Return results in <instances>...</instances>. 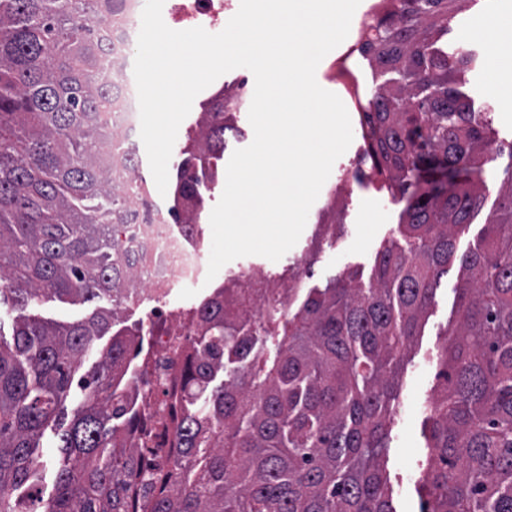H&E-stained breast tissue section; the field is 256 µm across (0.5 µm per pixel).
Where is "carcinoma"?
<instances>
[{"label":"carcinoma","mask_w":512,"mask_h":512,"mask_svg":"<svg viewBox=\"0 0 512 512\" xmlns=\"http://www.w3.org/2000/svg\"><path fill=\"white\" fill-rule=\"evenodd\" d=\"M473 3L397 0L363 49L372 69L395 74L365 112L372 177L393 199L423 175L479 171L501 155L492 113L461 90L478 59L444 41ZM121 6L0 0V304L20 312L12 342L0 339V512H396L385 461L402 374L452 268L459 310L425 417L422 512H512V151L502 201L469 251L456 240L482 210L485 183H429L368 280L348 269L295 310L321 243L347 232L338 187L302 264L277 280H225L193 310L172 468L133 492L144 459L119 391L142 322L111 329L138 260L122 245L127 200L106 187L109 101L95 79L106 44L94 21ZM248 99L247 87H230L201 106L173 163V208L205 207L203 177L218 179L209 160L224 154ZM178 219L202 243L196 217ZM42 298L109 305L71 323L21 314ZM108 334V350L74 382ZM50 426L54 492L28 509L15 491L38 481L35 453Z\"/></svg>","instance_id":"obj_1"}]
</instances>
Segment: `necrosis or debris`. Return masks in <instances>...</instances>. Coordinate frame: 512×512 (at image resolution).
I'll return each mask as SVG.
<instances>
[{"instance_id":"1","label":"necrosis or debris","mask_w":512,"mask_h":512,"mask_svg":"<svg viewBox=\"0 0 512 512\" xmlns=\"http://www.w3.org/2000/svg\"><path fill=\"white\" fill-rule=\"evenodd\" d=\"M141 10V0H123L124 17L105 20L101 28L107 50L100 57L96 78L107 91L110 100L104 115L105 140L102 153L109 171L110 191L121 190L137 176L135 162L140 145V114L133 68L140 31L135 19ZM388 0H374L357 33L345 43L331 60L327 76L343 91L356 112H363L359 99L357 76L351 59L372 27L385 17ZM131 222L126 227L125 248L141 258L135 269V286L131 298L150 293L165 298L173 284L196 281L201 272V254L186 235L182 225L173 223L156 203L129 200ZM145 329L137 346L140 358L135 379L123 392L132 410L141 414L133 428V440H147L154 451V461L166 462L175 451L173 429L181 417L184 358L173 350L174 338L170 327L189 333L194 326L191 314H178L156 308L147 316Z\"/></svg>"}]
</instances>
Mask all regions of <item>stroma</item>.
<instances>
[{
    "label": "stroma",
    "instance_id": "35a3bbf8",
    "mask_svg": "<svg viewBox=\"0 0 512 512\" xmlns=\"http://www.w3.org/2000/svg\"><path fill=\"white\" fill-rule=\"evenodd\" d=\"M512 28V0H476L470 12L455 18L448 40L466 45L482 65L468 75L467 93L475 102L491 103L498 140L512 145V47L506 33ZM338 176L330 174L312 205L307 224L296 245L276 262L252 255L248 261L261 267L266 277L279 278L284 263L301 255L311 243L314 227ZM345 205L348 232L322 246L313 277L304 279L303 288L324 287L328 277L350 267L370 272L383 240L395 229L406 199H384L371 180H348L340 195ZM238 261L224 265L212 282L197 281L172 288L166 301L173 309H191L214 287L237 270ZM457 295L453 282H443L435 298L407 366L401 387L400 405L389 436L387 474L397 512H420L423 470L429 455L423 437L427 405L435 393L438 357L446 344L444 331L455 316Z\"/></svg>",
    "mask_w": 512,
    "mask_h": 512
}]
</instances>
